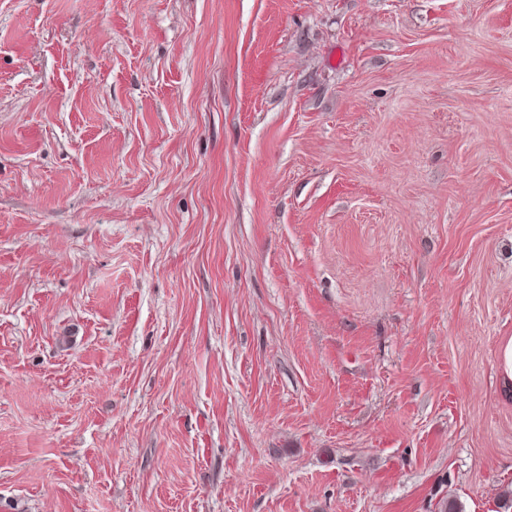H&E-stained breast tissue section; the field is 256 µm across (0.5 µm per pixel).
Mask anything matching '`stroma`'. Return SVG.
Masks as SVG:
<instances>
[{"label":"stroma","instance_id":"1","mask_svg":"<svg viewBox=\"0 0 512 512\" xmlns=\"http://www.w3.org/2000/svg\"><path fill=\"white\" fill-rule=\"evenodd\" d=\"M512 0H0V512H504Z\"/></svg>","mask_w":512,"mask_h":512}]
</instances>
